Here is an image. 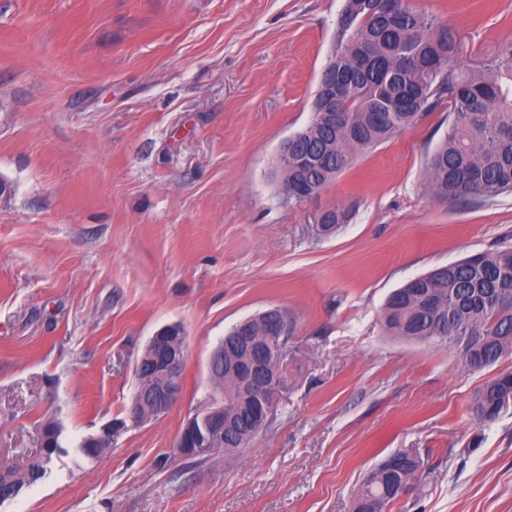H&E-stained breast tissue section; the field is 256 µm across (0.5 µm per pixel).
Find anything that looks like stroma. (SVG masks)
<instances>
[{"label":"stroma","instance_id":"stroma-1","mask_svg":"<svg viewBox=\"0 0 512 512\" xmlns=\"http://www.w3.org/2000/svg\"><path fill=\"white\" fill-rule=\"evenodd\" d=\"M483 68L512 43V0H409ZM345 0H0V462L62 427L44 477L0 512H352L365 475L417 451L419 488L389 512H512V411L472 370L388 334L387 297L512 245V195L434 198L439 105L287 201L280 143L311 120ZM349 224L312 233L313 213ZM288 312V388L243 455L174 457L211 392L212 348L239 321ZM186 336L184 395L127 422L135 364L161 327ZM125 420L90 460L87 435ZM512 406V373L507 377L492 378L477 392L473 400L476 418L490 424Z\"/></svg>","mask_w":512,"mask_h":512}]
</instances>
